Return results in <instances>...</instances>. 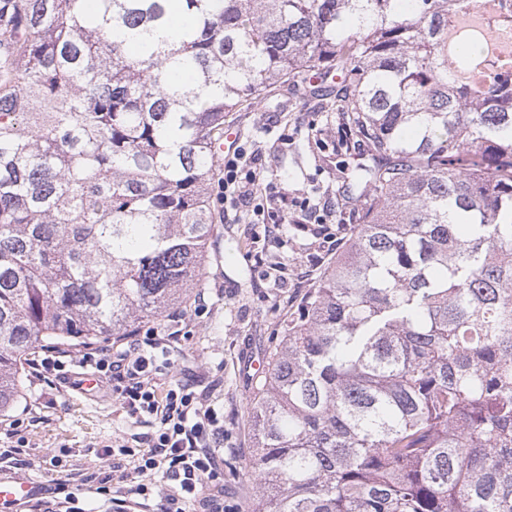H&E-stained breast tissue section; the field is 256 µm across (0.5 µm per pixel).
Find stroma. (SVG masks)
<instances>
[{
  "mask_svg": "<svg viewBox=\"0 0 512 512\" xmlns=\"http://www.w3.org/2000/svg\"><path fill=\"white\" fill-rule=\"evenodd\" d=\"M225 129L253 153L261 175L304 190L311 208L327 207L329 224H245L227 209L208 245L198 286L206 307L195 312L186 301L153 322L175 334L166 355L158 356L159 389L191 384L204 393L228 436L218 478L205 480V493L223 491L227 512L254 495L244 474L254 446L250 407L258 395L261 365L281 340V326L309 288L328 273L339 252L331 234L350 239L356 212L339 205L345 175L356 150L340 147L339 119L328 101L302 94L273 93L228 113ZM23 398L0 421L13 423L0 433V477L27 476L38 499L55 502L72 496L78 512H111L100 487L116 489L118 478L133 475L134 454L149 447L157 422L123 408L105 384L87 394L67 384L52 388L22 371ZM128 446L122 454L120 446Z\"/></svg>",
  "mask_w": 512,
  "mask_h": 512,
  "instance_id": "stroma-1",
  "label": "stroma"
}]
</instances>
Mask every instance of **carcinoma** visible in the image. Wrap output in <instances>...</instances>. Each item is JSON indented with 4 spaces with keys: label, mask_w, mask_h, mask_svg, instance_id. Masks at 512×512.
<instances>
[{
    "label": "carcinoma",
    "mask_w": 512,
    "mask_h": 512,
    "mask_svg": "<svg viewBox=\"0 0 512 512\" xmlns=\"http://www.w3.org/2000/svg\"><path fill=\"white\" fill-rule=\"evenodd\" d=\"M462 0H0V413L197 287L224 114L337 76L360 223L251 406L242 512H512V86Z\"/></svg>",
    "instance_id": "cac0c4a2"
}]
</instances>
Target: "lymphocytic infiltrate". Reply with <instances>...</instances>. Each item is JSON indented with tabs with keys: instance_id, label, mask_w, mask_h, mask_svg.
<instances>
[{
	"instance_id": "obj_1",
	"label": "lymphocytic infiltrate",
	"mask_w": 512,
	"mask_h": 512,
	"mask_svg": "<svg viewBox=\"0 0 512 512\" xmlns=\"http://www.w3.org/2000/svg\"><path fill=\"white\" fill-rule=\"evenodd\" d=\"M246 147L224 155V176L219 189L225 206L246 207L249 223L265 224L274 219L301 223L309 203L287 188L265 179L252 169ZM168 337L152 334L147 340H133L128 349L113 350L90 345L80 358L57 347L46 346L41 357L30 360L32 375L48 380L50 371H64L72 360L81 367L117 383L124 405L132 414L158 421L159 429L147 451L138 457V474L161 473L173 482L174 491L165 499L162 512H185V504L197 505L201 512H224L217 497L202 493V481L216 477L224 458V429L217 425L209 408L193 387L180 383L166 392H157L153 384L155 350H167Z\"/></svg>"
}]
</instances>
